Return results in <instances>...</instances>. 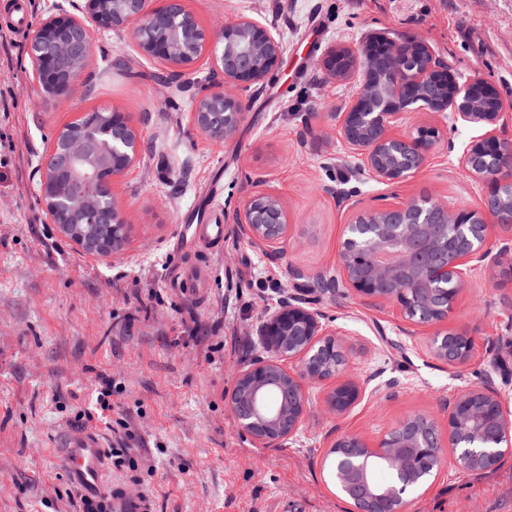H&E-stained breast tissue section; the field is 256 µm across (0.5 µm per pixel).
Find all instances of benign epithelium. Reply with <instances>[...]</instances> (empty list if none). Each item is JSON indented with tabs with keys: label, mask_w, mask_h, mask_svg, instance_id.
<instances>
[{
	"label": "benign epithelium",
	"mask_w": 512,
	"mask_h": 512,
	"mask_svg": "<svg viewBox=\"0 0 512 512\" xmlns=\"http://www.w3.org/2000/svg\"><path fill=\"white\" fill-rule=\"evenodd\" d=\"M129 32L139 51L165 65L169 84L206 60L211 74L202 89L194 123L222 142L235 135L247 115V104L229 89L262 84L278 70L282 45L264 24L245 17L221 33L203 26L182 0H69L39 25L28 44L33 80L51 101L72 96L85 63L94 55L91 27ZM345 55L361 80L346 112L336 114L340 136L360 157L359 170L376 181L399 187L419 173L429 154L444 143L434 124L417 121L403 136L391 127L407 115L453 109L456 122L494 125L501 112H477L470 85L460 86L448 70L435 66L426 42L395 41L383 34L370 37L360 52ZM138 134L121 113L112 126L93 122L81 135L60 132L40 165L39 193L59 232L70 237V211L92 226L112 227V238L98 235L74 240L90 254H117L128 225L117 208L112 183L138 159ZM459 163L486 185L478 210L451 208L429 197L410 200L357 216L346 226L337 259L339 272L320 274L322 294L347 293L371 305L392 300L405 321L435 326L445 321L464 288V266L491 263L512 250L491 255L494 226L511 227L512 210L502 194L512 195V143L488 132L472 142ZM237 223L250 241L275 261L288 239V216L275 197L258 193L246 200ZM310 299L293 295L267 315L259 328L272 356L240 371L229 398L238 425L262 446L284 444L301 429L308 409L306 386L334 380L326 393L327 410L341 416L363 397V387L344 377L349 346L341 331H331ZM472 342L464 333L438 331L428 349L450 366L468 360ZM298 369L288 371L285 362ZM433 419L408 415L375 442L358 435L334 438L328 453L336 455L331 479L352 500L353 512H407L408 493L427 476L425 466L438 468L444 441L464 470L512 454V412L490 385L470 388L448 403V437ZM384 462L392 479L379 487L369 479L375 463Z\"/></svg>",
	"instance_id": "1"
}]
</instances>
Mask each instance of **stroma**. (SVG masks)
I'll return each instance as SVG.
<instances>
[{"mask_svg": "<svg viewBox=\"0 0 512 512\" xmlns=\"http://www.w3.org/2000/svg\"><path fill=\"white\" fill-rule=\"evenodd\" d=\"M184 4L214 31L249 17L283 44L278 72L246 92L248 119L229 140L213 142L192 120L207 66L189 85L165 87L161 66L123 31H93L96 53L66 100H43L28 37L14 36L0 67V512H79L81 489L61 458L81 433L96 435L106 451L104 490L147 491L151 512H347L322 469L334 437L375 440L411 414L445 424L447 401L487 382L512 409V252L469 272L443 324L472 337L466 364L441 366L427 346L432 328L404 321L396 302L320 295L326 327L348 336L347 373L364 387L362 400L337 417L323 406L326 385L308 386L298 435L270 447L254 443L228 408L237 371L270 355L258 325L287 294L335 272L345 224L424 196L475 209L484 194L459 163L484 129L447 113L430 120L450 147L433 152L414 179L392 188L362 174L337 119L358 79L328 78L319 57L331 47L357 50L376 33L421 38L459 82L477 74L497 89L504 114L494 132L512 142V0ZM110 58L123 67L104 70ZM100 106L125 113L144 144L140 162L112 186L130 223L116 258L65 238L38 191L58 131ZM219 178L224 245L209 254L185 249L182 217ZM333 186L347 197L330 194ZM258 192L288 211V244L275 262L236 222ZM197 264L209 272L201 295L176 283ZM294 267L303 279H292ZM103 372L113 386L101 421ZM408 512H512V455L495 470L466 472L444 451Z\"/></svg>", "mask_w": 512, "mask_h": 512, "instance_id": "stroma-1", "label": "stroma"}]
</instances>
